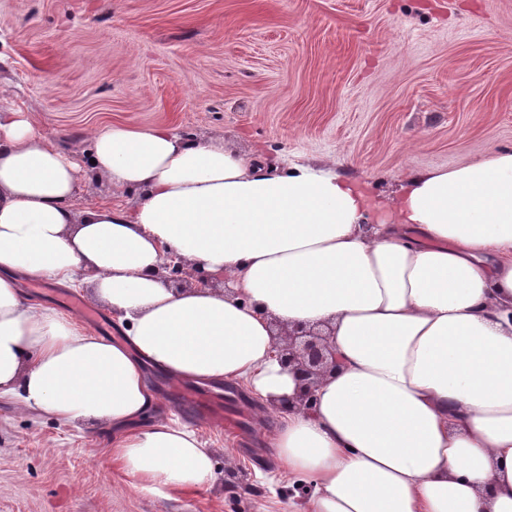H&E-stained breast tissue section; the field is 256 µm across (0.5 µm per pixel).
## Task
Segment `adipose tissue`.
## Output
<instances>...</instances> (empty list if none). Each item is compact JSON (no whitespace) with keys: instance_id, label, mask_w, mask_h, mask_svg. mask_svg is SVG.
I'll use <instances>...</instances> for the list:
<instances>
[{"instance_id":"ef3b65f1","label":"adipose tissue","mask_w":512,"mask_h":512,"mask_svg":"<svg viewBox=\"0 0 512 512\" xmlns=\"http://www.w3.org/2000/svg\"><path fill=\"white\" fill-rule=\"evenodd\" d=\"M90 142L134 207L76 208L81 165L30 113L0 109V399L112 429L141 488L192 491L214 484L211 453L155 419L147 375L239 382L283 467L313 485L306 512H512V151L371 201L335 165L164 126ZM169 252L216 286H169ZM30 281L89 286L119 337L33 302ZM275 320L332 327L340 367L312 410L281 406L296 382Z\"/></svg>"}]
</instances>
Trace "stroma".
Returning a JSON list of instances; mask_svg holds the SVG:
<instances>
[{
	"mask_svg": "<svg viewBox=\"0 0 512 512\" xmlns=\"http://www.w3.org/2000/svg\"><path fill=\"white\" fill-rule=\"evenodd\" d=\"M0 84L82 160L102 124L164 125L379 195L512 150V0H0ZM179 389L161 411L210 449L209 489L137 488L110 432L1 400L0 512H303L254 396L196 387L217 425Z\"/></svg>",
	"mask_w": 512,
	"mask_h": 512,
	"instance_id": "stroma-1",
	"label": "stroma"
}]
</instances>
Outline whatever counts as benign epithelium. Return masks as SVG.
<instances>
[{"label":"benign epithelium","instance_id":"7a95c632","mask_svg":"<svg viewBox=\"0 0 512 512\" xmlns=\"http://www.w3.org/2000/svg\"><path fill=\"white\" fill-rule=\"evenodd\" d=\"M164 278L175 288L191 285L210 286L205 272L192 267L175 255L162 265ZM275 357L299 382L298 404L307 405L324 377L336 369V356L329 335L314 327L297 326L291 330L277 328Z\"/></svg>","mask_w":512,"mask_h":512}]
</instances>
